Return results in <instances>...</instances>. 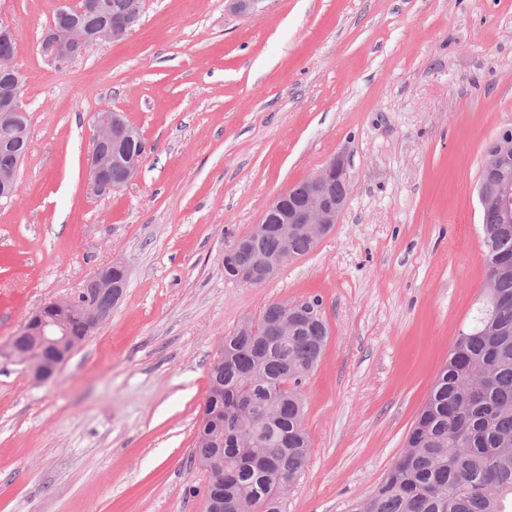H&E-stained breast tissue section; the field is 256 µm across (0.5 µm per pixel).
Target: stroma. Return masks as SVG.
Listing matches in <instances>:
<instances>
[{
  "label": "stroma",
  "mask_w": 512,
  "mask_h": 512,
  "mask_svg": "<svg viewBox=\"0 0 512 512\" xmlns=\"http://www.w3.org/2000/svg\"><path fill=\"white\" fill-rule=\"evenodd\" d=\"M60 0H0L30 128L0 206V348L29 314L125 264L110 319L48 382L0 355V512H208L194 454L224 337L322 301L308 464L282 512H348L406 435L485 287L476 194L512 125V0H144L125 39L42 51ZM124 113L137 179L85 191L97 112ZM344 154L346 207L258 287L224 253Z\"/></svg>",
  "instance_id": "stroma-1"
}]
</instances>
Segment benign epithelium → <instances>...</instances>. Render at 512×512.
<instances>
[{
    "label": "benign epithelium",
    "instance_id": "obj_1",
    "mask_svg": "<svg viewBox=\"0 0 512 512\" xmlns=\"http://www.w3.org/2000/svg\"><path fill=\"white\" fill-rule=\"evenodd\" d=\"M63 9L76 14H94L100 18L94 40L114 42L124 39L132 32L140 18L142 4L134 0L127 17L114 22L105 14L102 0H67ZM86 45L79 35L78 26L52 28L43 42V50L58 60H68L82 53ZM23 87L14 81L0 93V124L17 132L21 131L24 111L21 107ZM95 133L86 163L85 187L88 194L99 197L113 191L112 172L118 171L125 185L133 182L140 169V157L129 153L127 144L134 140L133 132L123 119V114L105 110L95 120ZM19 165L0 169V197L10 200L17 183ZM350 187L347 163L337 155L315 174L304 180L298 192L286 190L271 201L262 223L254 226L252 233L262 231V225L271 223L276 215L280 229L283 255H288V235L293 233L291 224L301 230L314 244L318 243L333 228L345 208ZM478 196L482 210H493L501 224L512 223V126L502 130L484 155L478 179ZM281 265L273 262L257 266L248 261L242 268L235 267V280L243 283L263 275L274 278ZM94 284L93 297L81 300L74 298L55 299L27 318L20 337L8 344L9 354L26 364L32 378L37 382L51 379L76 347L93 335L106 323L112 307L121 299L127 281L126 266L111 261L101 266L91 277ZM315 311L301 303L282 304L274 322L275 332L286 336L296 330L297 320L302 316H313ZM77 319L85 335L72 332L71 319Z\"/></svg>",
    "mask_w": 512,
    "mask_h": 512
}]
</instances>
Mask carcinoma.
Here are the masks:
<instances>
[{"label":"carcinoma","instance_id":"carcinoma-1","mask_svg":"<svg viewBox=\"0 0 512 512\" xmlns=\"http://www.w3.org/2000/svg\"><path fill=\"white\" fill-rule=\"evenodd\" d=\"M28 149V136L0 145V167ZM480 237L487 281L500 303H479L469 325L456 336L428 397L406 438L404 450L383 482L350 512H507L512 504V229L482 215ZM259 250L276 257L279 238L270 232ZM313 249L296 233L293 258ZM316 322L295 336L268 338L269 303L252 336L233 332L224 345L222 382L210 389L208 412L224 417L212 438L224 448V471L237 473L224 485L206 489L224 497V512L241 508L281 512V485L269 461L288 450V483L308 463L303 385L316 369L329 337L321 302Z\"/></svg>","mask_w":512,"mask_h":512}]
</instances>
